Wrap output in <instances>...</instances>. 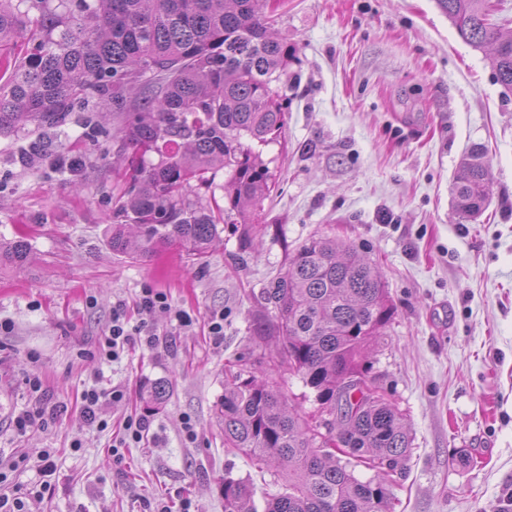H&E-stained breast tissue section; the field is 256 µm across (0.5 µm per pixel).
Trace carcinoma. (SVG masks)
<instances>
[{
	"label": "carcinoma",
	"mask_w": 512,
	"mask_h": 512,
	"mask_svg": "<svg viewBox=\"0 0 512 512\" xmlns=\"http://www.w3.org/2000/svg\"><path fill=\"white\" fill-rule=\"evenodd\" d=\"M263 0H0V137L61 128L80 102L122 112L116 132L129 169L112 206V251L138 260L177 244L197 259L209 253L221 223L233 225L237 259L267 231L257 223L273 189L259 146L287 123L279 86L288 45L270 30ZM458 35L490 57L496 83L512 90V36L493 23L492 0H435ZM29 31L26 56L11 58ZM56 144L38 135L18 161ZM224 171V206L200 194ZM490 196L483 147L472 146L455 172L457 214L471 218ZM30 245L0 244V265L22 267ZM250 334L279 341L285 365L315 392L319 410L336 417L344 456L317 444L316 415H300L281 389L255 376L245 357L228 362L215 417L224 447L282 469L284 491L265 512H394L389 490L412 445L405 415L388 392L343 397L395 313L375 265L335 237L296 246L258 296ZM374 471L361 480L355 468ZM251 485L224 478V512H257Z\"/></svg>",
	"instance_id": "carcinoma-1"
}]
</instances>
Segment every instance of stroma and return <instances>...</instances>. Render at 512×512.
<instances>
[{
    "label": "stroma",
    "mask_w": 512,
    "mask_h": 512,
    "mask_svg": "<svg viewBox=\"0 0 512 512\" xmlns=\"http://www.w3.org/2000/svg\"><path fill=\"white\" fill-rule=\"evenodd\" d=\"M265 13L288 45V116L263 150L276 183L259 221L271 231L248 264H235L229 229L201 264L176 246L137 261L113 253L123 114L107 113L106 133L90 137L95 110L76 109L59 149L26 166L28 138H0V239L32 248L25 266L0 267V488L35 487L49 450L51 488L25 512H179L184 498L224 512L228 476L252 480L264 508L272 475L225 448L214 409L227 361L275 354L247 331L256 292L287 247L329 235L376 265L395 306L371 358L414 438L391 487L395 512H512V92L435 0H268ZM476 143L488 149L490 203L467 221L452 184ZM146 288L167 309L140 314ZM119 302L157 343L108 361L99 347ZM93 386L124 393L98 425L81 401ZM38 406L45 424L19 433L15 416ZM139 416L150 431L135 443L124 422ZM22 455L28 466L10 469Z\"/></svg>",
    "instance_id": "stroma-1"
}]
</instances>
